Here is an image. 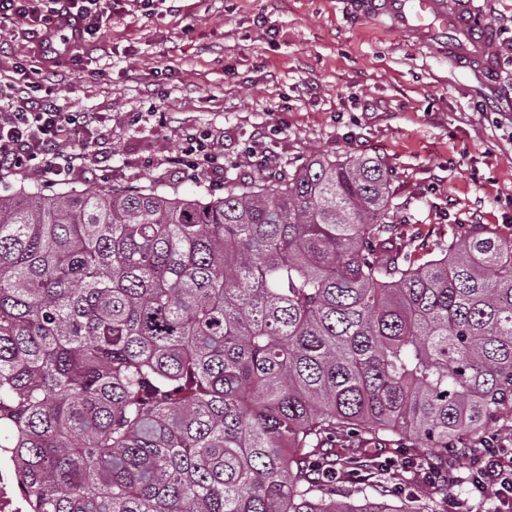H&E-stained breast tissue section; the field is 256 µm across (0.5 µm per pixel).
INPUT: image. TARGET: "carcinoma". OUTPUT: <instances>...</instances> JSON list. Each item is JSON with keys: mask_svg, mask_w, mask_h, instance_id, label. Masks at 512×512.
Masks as SVG:
<instances>
[{"mask_svg": "<svg viewBox=\"0 0 512 512\" xmlns=\"http://www.w3.org/2000/svg\"><path fill=\"white\" fill-rule=\"evenodd\" d=\"M392 210L380 161L319 155L220 197L1 196L29 512H448V463L512 418V236L412 247ZM400 458L440 482L390 490Z\"/></svg>", "mask_w": 512, "mask_h": 512, "instance_id": "cac0c4a2", "label": "carcinoma"}]
</instances>
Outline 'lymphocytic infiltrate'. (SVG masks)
Listing matches in <instances>:
<instances>
[{
	"mask_svg": "<svg viewBox=\"0 0 512 512\" xmlns=\"http://www.w3.org/2000/svg\"><path fill=\"white\" fill-rule=\"evenodd\" d=\"M114 14L113 0H0V30L26 26L41 60L40 65L25 68L24 86H13L0 98L6 105L0 113V172H15L34 162L40 173L58 176L91 161L90 141H71L70 133L76 122L86 130L96 129L98 113L73 116L54 98L43 66L64 57L72 70H79L83 60L79 45L92 43ZM59 15L80 25L78 42L54 35L50 23ZM469 466L473 493L512 498V448L496 444L471 456Z\"/></svg>",
	"mask_w": 512,
	"mask_h": 512,
	"instance_id": "obj_1",
	"label": "lymphocytic infiltrate"
}]
</instances>
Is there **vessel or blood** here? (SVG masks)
Wrapping results in <instances>:
<instances>
[{"label":"vessel or blood","mask_w":512,"mask_h":512,"mask_svg":"<svg viewBox=\"0 0 512 512\" xmlns=\"http://www.w3.org/2000/svg\"><path fill=\"white\" fill-rule=\"evenodd\" d=\"M360 18L389 22L416 45L447 55L457 66L492 77L498 37L474 0H352Z\"/></svg>","instance_id":"b4317fda"}]
</instances>
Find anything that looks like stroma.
<instances>
[{"label": "stroma", "instance_id": "stroma-1", "mask_svg": "<svg viewBox=\"0 0 512 512\" xmlns=\"http://www.w3.org/2000/svg\"><path fill=\"white\" fill-rule=\"evenodd\" d=\"M496 29L492 84L400 33L361 21L350 0H121L85 71L51 75L70 112H101L93 160L68 180L0 175V193L51 196L154 186L184 196L273 181L312 154L380 159L395 223L428 248L462 224L512 235V0H475ZM0 33V79L32 54ZM223 157L187 175V134Z\"/></svg>", "mask_w": 512, "mask_h": 512}]
</instances>
